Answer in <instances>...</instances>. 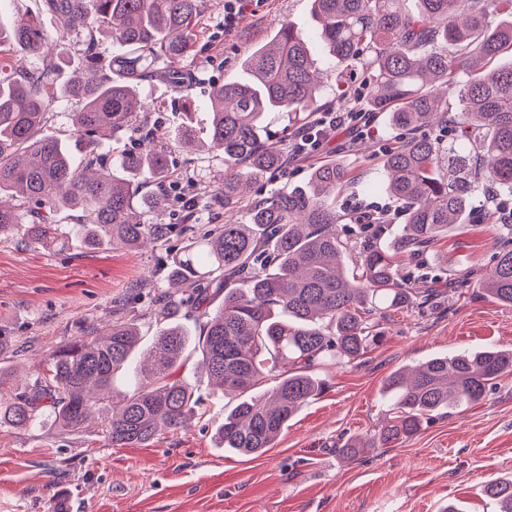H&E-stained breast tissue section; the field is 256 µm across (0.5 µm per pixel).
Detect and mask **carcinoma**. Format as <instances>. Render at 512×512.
<instances>
[{"label": "carcinoma", "mask_w": 512, "mask_h": 512, "mask_svg": "<svg viewBox=\"0 0 512 512\" xmlns=\"http://www.w3.org/2000/svg\"><path fill=\"white\" fill-rule=\"evenodd\" d=\"M318 37L333 66L368 75V106L389 114L402 136L380 150L383 191L404 223L390 243L382 217L360 219L356 234L336 230L335 198L357 186L336 162L313 167L301 186H283L250 203L244 219L192 238L167 264L166 286L152 313L151 343L140 345L136 324L122 318L102 336L57 346L46 367L21 391L0 398V427L50 420L79 430L92 411L103 415L115 445L147 446L195 415L199 398L177 378L188 347L181 312L198 324L196 367L240 401L217 428L220 447L259 456L275 446L288 421L328 387L317 373L326 359L348 363L384 341L379 319L435 302L463 285L445 269L414 288L402 275L448 227L496 211L473 210L478 193L512 194V21L496 26L512 0H418L414 12L397 0H311ZM56 30L80 45L83 67L60 82L56 45L37 18L0 25V236L22 233L28 246H55L61 213L77 210L83 242L136 251L174 231L157 223L169 201L172 150L196 142L191 107L194 55L203 0H41ZM116 49L105 62L101 36ZM22 52L41 60L26 68L4 61ZM245 76L212 86L210 147L222 151L218 202L240 210L244 188L281 176L290 161L292 128L314 121L323 73L305 33L283 25L243 60ZM158 76L181 95L177 131L157 129L138 97ZM460 77L461 111L448 112L443 88ZM76 99L69 141L44 133L59 99ZM84 163H72V148ZM482 294L512 306V231L479 281ZM136 388L115 394L113 382L139 350ZM512 373V350L444 354L385 383L387 417L374 433L345 441L352 459L417 435L434 414L462 412ZM272 388L253 393L264 379ZM484 496L512 512V477L487 481Z\"/></svg>", "instance_id": "cac0c4a2"}]
</instances>
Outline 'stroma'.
Wrapping results in <instances>:
<instances>
[{
    "label": "stroma",
    "instance_id": "obj_1",
    "mask_svg": "<svg viewBox=\"0 0 512 512\" xmlns=\"http://www.w3.org/2000/svg\"><path fill=\"white\" fill-rule=\"evenodd\" d=\"M286 21L309 34L318 28L309 0H246L230 31L224 0H206L192 60L197 128L208 124L211 86L239 78L243 59ZM140 93L153 104L155 122L179 123V96L164 80L143 82ZM395 135L383 114H374L368 138L342 130L292 160L284 181L305 182L315 164L336 161L371 185L364 204L385 206L382 178L364 147ZM173 160L177 194L158 221L176 230L154 246L90 250L70 219L61 226L64 245L52 249L27 246L18 235L0 238V394L15 392L56 346L110 327L114 314L153 336L151 297L163 259L228 218L212 198L224 174L221 155L179 150ZM499 235L496 221L452 228L429 254L447 255L459 270H481L491 264ZM381 329L384 342L362 359L319 367L328 390L258 457L216 447L215 427L236 399L214 389L191 360L176 374L202 397L205 414L150 445L112 444L97 419L77 431L49 422L1 427L0 512H58L62 493L68 512H441L451 503L463 512H495L482 486L512 475V375L466 411L429 418L402 444L355 460L335 447L381 426L383 385L395 369L447 352L512 349V306L481 296L473 282L443 297L439 310L395 314Z\"/></svg>",
    "mask_w": 512,
    "mask_h": 512
}]
</instances>
